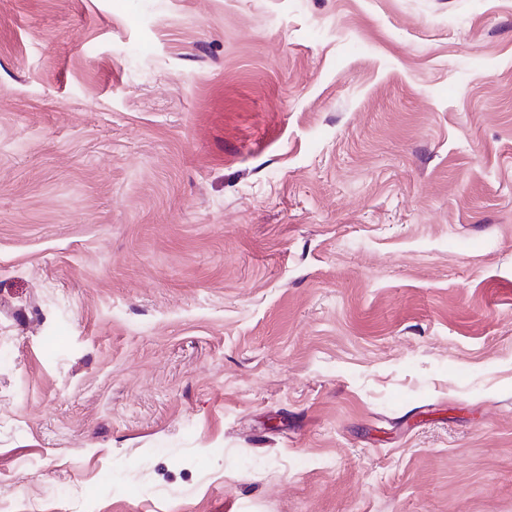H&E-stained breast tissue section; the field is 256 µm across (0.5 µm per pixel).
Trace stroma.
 I'll use <instances>...</instances> for the list:
<instances>
[{"mask_svg":"<svg viewBox=\"0 0 512 512\" xmlns=\"http://www.w3.org/2000/svg\"><path fill=\"white\" fill-rule=\"evenodd\" d=\"M0 512H512V0H0Z\"/></svg>","mask_w":512,"mask_h":512,"instance_id":"1","label":"stroma"}]
</instances>
